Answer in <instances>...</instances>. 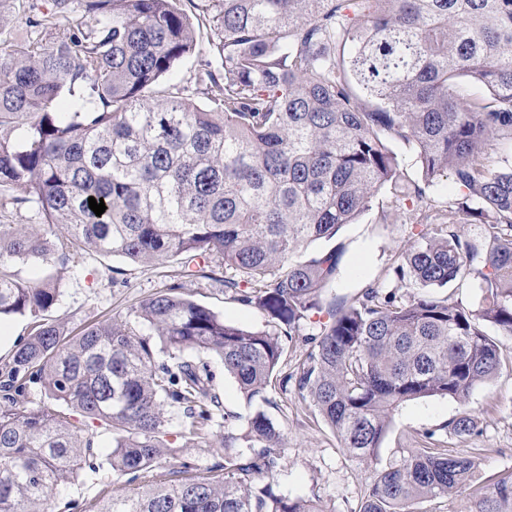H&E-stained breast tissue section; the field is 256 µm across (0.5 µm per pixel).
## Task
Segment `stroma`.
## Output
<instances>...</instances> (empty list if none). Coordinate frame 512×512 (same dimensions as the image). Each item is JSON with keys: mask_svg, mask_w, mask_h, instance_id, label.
Wrapping results in <instances>:
<instances>
[{"mask_svg": "<svg viewBox=\"0 0 512 512\" xmlns=\"http://www.w3.org/2000/svg\"><path fill=\"white\" fill-rule=\"evenodd\" d=\"M460 196V190L450 178L441 179L437 186L429 188L421 203L398 201L389 191H381L368 211L355 223L343 225L337 233V241L345 246V255L335 281L324 292L325 297H350L369 282L385 280L390 267L403 262L423 231L422 225L415 222L420 205L443 207ZM385 210L390 211L391 217L384 224L380 214ZM172 269L169 263L135 264L120 257L84 255L78 263L60 272V295L47 316L62 322L68 331L76 332L113 314L128 313L139 302L169 285ZM182 291L243 328L262 330L267 326L264 311L230 300L223 283L187 279ZM265 412L284 429L288 439L285 458L275 479V492L312 500L324 512H356L376 471L398 459L403 449L414 447L416 436L424 431L435 432L449 454L474 461V485H483L500 470L512 469V363L508 361L492 381L477 387L467 401L429 397L402 404L393 413L390 429L368 465L348 460L331 429L295 395L274 396ZM465 413L476 419L478 433L462 437L445 433V424ZM89 435L98 455V469L61 488L59 500L71 504V512H83L104 483H111L117 495L126 486L108 463L111 428L96 425Z\"/></svg>", "mask_w": 512, "mask_h": 512, "instance_id": "35a3bbf8", "label": "stroma"}]
</instances>
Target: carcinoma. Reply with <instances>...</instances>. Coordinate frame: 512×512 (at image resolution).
<instances>
[{
	"instance_id": "obj_1",
	"label": "carcinoma",
	"mask_w": 512,
	"mask_h": 512,
	"mask_svg": "<svg viewBox=\"0 0 512 512\" xmlns=\"http://www.w3.org/2000/svg\"><path fill=\"white\" fill-rule=\"evenodd\" d=\"M72 2L50 0L28 20L32 36L0 50V318L30 320L0 364V512H59L58 489L96 471L95 422L112 428L109 465L132 490L86 512H326L274 492L283 430L257 410L235 433L240 416L195 356L216 357L250 404L293 391L365 463L403 403L464 402L497 375L508 346L484 326L512 339V165L489 168L485 149L512 142V0H78L75 24ZM203 28L217 68L190 88L166 83ZM461 77L484 93L462 98ZM391 139L414 146L420 179L401 178ZM448 175L465 193L418 210L425 231L391 271L428 292L405 300L377 281L324 301L344 247H308L381 189L421 202ZM90 197L104 200L101 216ZM24 211L40 227L2 222ZM464 220L494 232L464 236ZM90 252L178 269L130 315L71 336L46 318L55 281L11 267ZM218 271L270 328L245 329L182 292L180 279ZM456 281L478 283L476 308L429 292ZM312 314L327 317L320 335L279 374ZM34 380L48 402L27 412L18 397ZM447 428L472 435L477 421ZM434 436L379 470L358 512H421L469 489V512H512V470L475 489L472 460ZM196 447L219 459L205 475L183 458ZM164 455L180 459L165 474Z\"/></svg>"
}]
</instances>
